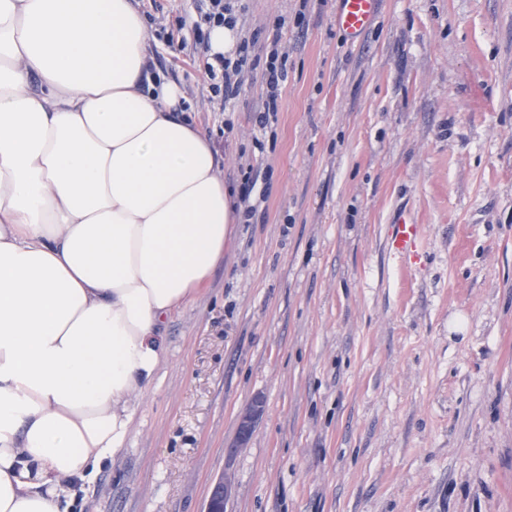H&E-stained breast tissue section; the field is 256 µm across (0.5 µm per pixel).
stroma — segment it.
<instances>
[{"mask_svg": "<svg viewBox=\"0 0 512 512\" xmlns=\"http://www.w3.org/2000/svg\"><path fill=\"white\" fill-rule=\"evenodd\" d=\"M136 4L225 182L258 169L267 198L166 323L75 512H205L224 475V512H512V0H383L353 44L336 0H243L240 36L288 57L263 129L261 69L212 91L194 0ZM402 211L425 227L415 269L386 247ZM264 411L263 401L260 398H254L251 404L241 413L239 418L238 443L245 445L249 440L256 422L262 416Z\"/></svg>", "mask_w": 512, "mask_h": 512, "instance_id": "35a3bbf8", "label": "stroma"}]
</instances>
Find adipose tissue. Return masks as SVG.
Instances as JSON below:
<instances>
[{
    "label": "adipose tissue",
    "mask_w": 512,
    "mask_h": 512,
    "mask_svg": "<svg viewBox=\"0 0 512 512\" xmlns=\"http://www.w3.org/2000/svg\"><path fill=\"white\" fill-rule=\"evenodd\" d=\"M132 0H0V512H70L224 258L222 159Z\"/></svg>",
    "instance_id": "obj_1"
}]
</instances>
